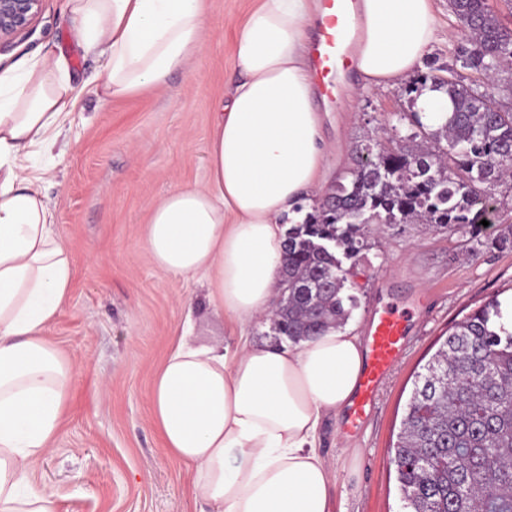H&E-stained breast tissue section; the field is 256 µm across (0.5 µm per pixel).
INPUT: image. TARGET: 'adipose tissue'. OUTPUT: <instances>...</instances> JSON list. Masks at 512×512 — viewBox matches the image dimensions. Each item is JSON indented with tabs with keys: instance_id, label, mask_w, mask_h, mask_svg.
<instances>
[{
	"instance_id": "adipose-tissue-1",
	"label": "adipose tissue",
	"mask_w": 512,
	"mask_h": 512,
	"mask_svg": "<svg viewBox=\"0 0 512 512\" xmlns=\"http://www.w3.org/2000/svg\"><path fill=\"white\" fill-rule=\"evenodd\" d=\"M74 39L106 60L105 99L158 87L203 50L205 0H63ZM318 0H256L235 28L236 79L214 114L209 182L153 205L152 264L202 275L235 348L185 337L150 392L163 448L192 476L199 512H333V474L319 448L324 420L346 411L364 346L353 327L299 345L250 340L281 290L283 218L329 172L313 105L307 30ZM355 49L363 90L409 76L437 40L433 0H360ZM64 56L0 72V512H55L32 461L52 447L75 375L46 336L73 285V266L41 189L34 153L49 150L77 96Z\"/></svg>"
}]
</instances>
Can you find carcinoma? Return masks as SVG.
I'll return each instance as SVG.
<instances>
[{
  "label": "carcinoma",
  "mask_w": 512,
  "mask_h": 512,
  "mask_svg": "<svg viewBox=\"0 0 512 512\" xmlns=\"http://www.w3.org/2000/svg\"><path fill=\"white\" fill-rule=\"evenodd\" d=\"M465 31L448 77L423 74L406 88L410 102L429 87L452 112L434 129L409 113L403 140L365 147L362 163L285 233V299L274 313L277 335L298 345L339 327L356 307L344 293L347 270L364 246L362 226L424 221L473 227L487 219L493 186L512 171V112L490 99V82L512 55V29L489 0H448ZM406 512H512V323L493 297L456 323L424 372L416 375L390 450Z\"/></svg>",
  "instance_id": "1"
}]
</instances>
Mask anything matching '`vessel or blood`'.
<instances>
[{
  "instance_id": "obj_1",
  "label": "vessel or blood",
  "mask_w": 512,
  "mask_h": 512,
  "mask_svg": "<svg viewBox=\"0 0 512 512\" xmlns=\"http://www.w3.org/2000/svg\"><path fill=\"white\" fill-rule=\"evenodd\" d=\"M356 0H322L321 19L310 42V67L321 99H330L338 72L352 69L354 56L343 41L357 26ZM409 331L406 309L390 306L376 312L365 341V361L351 406L348 430L361 428L372 415L382 384L401 359Z\"/></svg>"
}]
</instances>
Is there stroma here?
Segmentation results:
<instances>
[{"instance_id": "35a3bbf8", "label": "stroma", "mask_w": 512, "mask_h": 512, "mask_svg": "<svg viewBox=\"0 0 512 512\" xmlns=\"http://www.w3.org/2000/svg\"><path fill=\"white\" fill-rule=\"evenodd\" d=\"M256 0H208L203 53L165 85L105 100L95 92L102 57L74 40L62 0H43L28 29L0 50V71L45 53H63L79 92L50 150L44 190L74 269L68 303L47 337L76 366L61 433L33 463V477L55 497L56 512H195L191 480L164 450L152 420L156 372L194 314L190 343L235 345L223 315L208 306L202 281L161 273L144 245L153 204L179 187L209 179L207 147L215 103L234 78L236 22ZM439 40L417 67L437 73L453 64L464 34L435 0ZM350 72L335 105L316 103L332 179L356 165L364 144L409 112L404 85L358 91ZM46 156V157H49ZM45 156L35 155L36 165ZM497 223L465 233L418 221L373 224L369 246L350 276L358 298L349 325L367 335L376 310L410 309L401 360L382 386L360 432L327 419L320 447L336 474L335 512H404L388 449L395 442L413 382L449 329L492 296L512 300V181L490 189ZM357 448L343 455L342 444Z\"/></svg>"}]
</instances>
